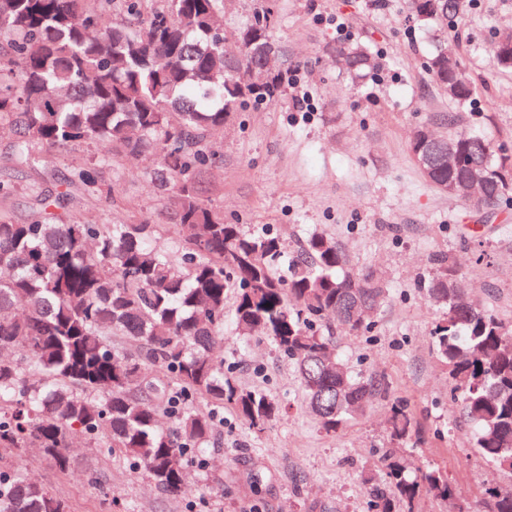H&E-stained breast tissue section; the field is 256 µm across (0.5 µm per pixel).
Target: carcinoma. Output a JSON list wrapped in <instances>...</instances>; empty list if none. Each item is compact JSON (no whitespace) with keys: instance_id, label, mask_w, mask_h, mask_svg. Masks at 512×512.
<instances>
[{"instance_id":"carcinoma-1","label":"carcinoma","mask_w":512,"mask_h":512,"mask_svg":"<svg viewBox=\"0 0 512 512\" xmlns=\"http://www.w3.org/2000/svg\"><path fill=\"white\" fill-rule=\"evenodd\" d=\"M126 18L102 27L86 0H0V125L13 128L11 155L20 165L41 146L96 141L101 161L149 154L155 185L174 194L175 225L185 231L177 249L161 243L164 225L85 224L48 213L19 223L0 213V450L39 448L60 472L70 439H104L115 459L141 468L168 494L181 491L187 466H202L215 443L217 418L228 407L262 431L280 414L262 389L238 385L212 350L224 338V304L232 301L236 328L260 330L297 367L306 403L328 432L365 412L385 382L351 370L335 355L316 323L330 316L353 331L370 330L373 316L349 321L356 300L386 299L374 272L346 271L336 241L314 233L280 271L283 242L267 231L224 223L205 198L202 175L217 162L208 137L249 103H270L283 75L259 87L240 73L260 60L274 17L253 12L233 39L218 19L224 0H161L142 17L147 0H120ZM412 0L411 19L454 29L457 0L447 11ZM349 74L376 69L363 47L340 52ZM448 98L465 101L472 84L455 55L438 49L428 63ZM462 157V178L485 164L497 174L488 186L499 205L512 204V162L483 135L457 127L448 134L415 132L410 151L434 153L435 142ZM71 182L98 186L96 168ZM442 310L431 336L451 389L475 429V448L512 474V324L474 301L459 269L444 257L420 283ZM405 409L394 407L391 439L409 433ZM373 486L374 512L411 508L421 490L451 496L437 469L418 480L406 475L397 449L384 455ZM484 512H512V486L487 492ZM0 512H70L67 500L30 480L21 469L0 471Z\"/></svg>"}]
</instances>
